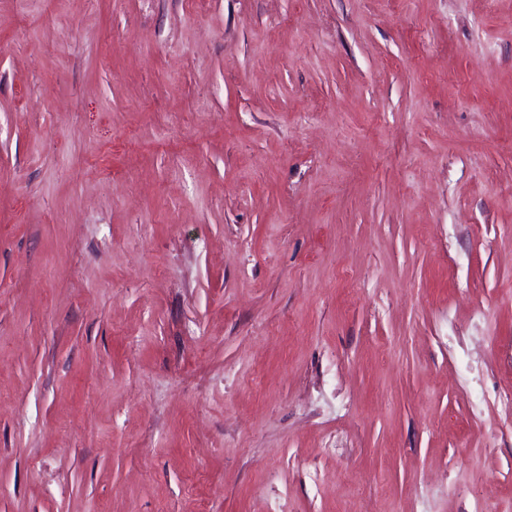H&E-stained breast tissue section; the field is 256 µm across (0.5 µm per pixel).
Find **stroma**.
I'll use <instances>...</instances> for the list:
<instances>
[{"label":"stroma","instance_id":"1","mask_svg":"<svg viewBox=\"0 0 512 512\" xmlns=\"http://www.w3.org/2000/svg\"><path fill=\"white\" fill-rule=\"evenodd\" d=\"M508 386L512 0H0V512H512Z\"/></svg>","mask_w":512,"mask_h":512}]
</instances>
